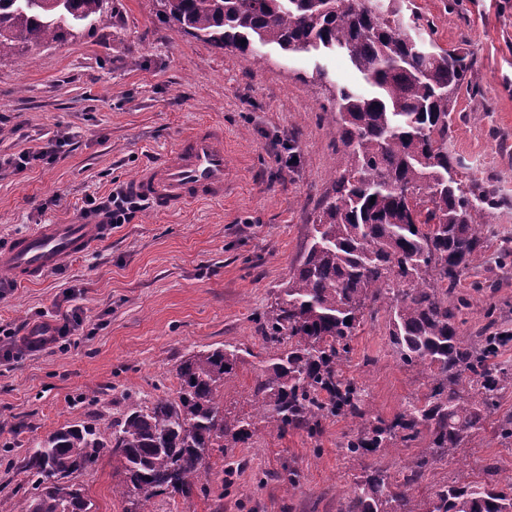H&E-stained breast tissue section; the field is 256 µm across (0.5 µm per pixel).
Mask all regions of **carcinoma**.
<instances>
[{"label":"carcinoma","instance_id":"carcinoma-1","mask_svg":"<svg viewBox=\"0 0 512 512\" xmlns=\"http://www.w3.org/2000/svg\"><path fill=\"white\" fill-rule=\"evenodd\" d=\"M111 12L112 0H0V56L76 38ZM159 17L244 56L257 44L287 55L344 51L372 92L338 86L325 112L341 142L332 194L298 267L260 317L272 354L251 393L255 413L224 410V380L250 350L192 352L176 368L174 393L129 409L109 435L89 425L47 433L28 451L37 495L0 502V512H91L83 488L63 480L104 456L119 478L112 492L147 512L158 495L199 488L214 450L239 448L260 428L277 438L290 430L315 436L332 418L353 423L341 443L350 458L407 448L424 430L430 437L401 476L374 468L356 478L341 512H512V477L495 478L493 464L483 481L460 474L426 502L413 494L486 423L512 443V413L495 416L512 368L492 363L512 331L491 321L484 335L465 337V302H448L498 205L457 178L448 154L468 55L415 37L418 25L400 0H160ZM382 307L396 358L428 379V392L389 420L372 415L365 383L342 370L357 328Z\"/></svg>","mask_w":512,"mask_h":512}]
</instances>
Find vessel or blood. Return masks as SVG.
Instances as JSON below:
<instances>
[{
	"label": "vessel or blood",
	"instance_id": "b4317fda",
	"mask_svg": "<svg viewBox=\"0 0 512 512\" xmlns=\"http://www.w3.org/2000/svg\"><path fill=\"white\" fill-rule=\"evenodd\" d=\"M230 175L224 132L204 124L182 136L172 150L130 180L129 191L163 211L223 199ZM109 234L108 225L43 224L0 248V269L34 280L79 256Z\"/></svg>",
	"mask_w": 512,
	"mask_h": 512
}]
</instances>
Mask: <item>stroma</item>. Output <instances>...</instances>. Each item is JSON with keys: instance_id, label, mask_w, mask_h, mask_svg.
<instances>
[{"instance_id": "35a3bbf8", "label": "stroma", "mask_w": 512, "mask_h": 512, "mask_svg": "<svg viewBox=\"0 0 512 512\" xmlns=\"http://www.w3.org/2000/svg\"><path fill=\"white\" fill-rule=\"evenodd\" d=\"M111 17L81 38L19 48L0 58V156L30 155L24 169H0V245L41 224H93L89 199L125 186L201 123L224 130L235 177L219 202L175 210L146 206L113 226L94 250L61 269L14 281L0 299V501L33 497L24 468L29 448L70 424L106 430L130 402L174 392L175 369L193 350L232 343L252 354L224 383V406L249 411L247 398L268 351L256 322L297 266L324 197L339 143L321 117L339 85L358 73L342 54L317 60L259 48L257 60L220 49L161 23L156 0H113ZM438 46L467 53V85L448 128V152L462 175L498 201L496 230L455 296L468 304L462 333L478 335L489 318L512 330V0H411ZM322 66V84L305 75ZM52 162L38 155L52 143ZM299 158L289 162L288 146ZM79 310L82 324L66 345L49 344L4 359L7 334L54 323L58 305ZM345 375L365 382L372 414L385 419L427 391V378L393 355L386 312L358 327ZM352 423L335 419L320 434L257 431L249 444L213 453L205 491L160 496L152 512H338L369 467L398 474L429 442L387 456L352 459L340 443ZM494 463L512 474V445L492 429L428 471L416 490L465 474L484 479ZM296 468L295 485L278 476ZM92 512H126L112 494V461L76 475Z\"/></svg>"}]
</instances>
